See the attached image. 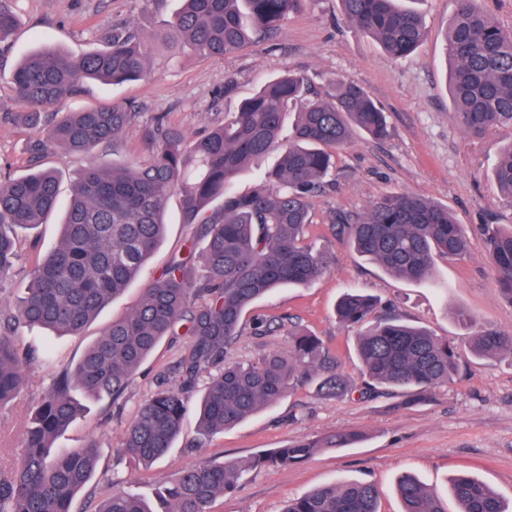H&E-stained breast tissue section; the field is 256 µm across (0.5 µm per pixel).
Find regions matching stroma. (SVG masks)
Returning <instances> with one entry per match:
<instances>
[{"label":"stroma","instance_id":"obj_1","mask_svg":"<svg viewBox=\"0 0 512 512\" xmlns=\"http://www.w3.org/2000/svg\"><path fill=\"white\" fill-rule=\"evenodd\" d=\"M179 6V0H18L20 26L0 51V72H9L31 50L48 45L77 56L97 45L112 26L134 23L141 40L153 48L151 74L118 88L87 83L66 107L75 111L115 99L134 101L138 116L114 141L93 155L59 157L49 152L33 157L36 131L15 124L18 105L0 83V177H19L35 168L62 169L61 199H68L80 172L90 163L114 160L130 166L147 163V135L156 124L195 138L223 122L266 80L288 71L305 73L317 93L330 78L363 85L387 114L388 133L375 140L358 133L334 154V178L312 201L309 244L328 249V273L305 288H281L253 304L227 356L250 361L284 350L298 327L319 336L338 358L350 385L341 399H322L297 385L278 403L261 409L239 426L196 447L197 415L188 412L169 454L151 467L137 466L116 450L127 424L160 385L178 377L188 349L185 336L166 337L143 364L124 394L113 403L91 405L58 441L76 448L95 437L98 466L89 484L96 497L113 486L154 498L180 468L200 460L246 462L268 448L354 430L359 440L347 448H329L292 467L248 471L239 487L225 493L210 512H282L288 500L318 486L360 480L379 492L380 512H401L398 477L416 474L428 487L447 494L451 477L468 471L512 502V356L488 359L469 348L472 336L493 328L512 333V303L499 292L486 260L483 229L512 225V204L499 193L490 168L512 140V129L474 137L450 112L445 34L454 14V0H424L427 39L409 57L388 56L361 35L342 14L339 0H308L305 10L286 20L270 41L253 42L221 59L195 54L169 56L154 48L156 28ZM408 192L448 207L469 236L462 257L436 254L432 276L409 281L387 273L359 256L346 239L336 237L332 217L363 212L375 198ZM168 227L162 244L136 281L78 336H58L39 327H21L15 345L33 351L37 361L27 370L20 395L0 405V468L18 455L24 441L30 406L51 388L62 368L76 362L87 345L112 322L130 312L145 285L169 259L184 249L194 225L184 223L177 199L165 207ZM56 222L18 235L19 261L11 280L0 284V302L16 300L28 285L29 273L60 238ZM360 288L378 297L381 314H397L455 344L460 372L453 382L430 391L425 400L372 399L361 394L363 375L354 352V328L338 323L333 311L347 289ZM467 313L460 322L458 313ZM270 323L265 335L253 333L254 320Z\"/></svg>","mask_w":512,"mask_h":512}]
</instances>
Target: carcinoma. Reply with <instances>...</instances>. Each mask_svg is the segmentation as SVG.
Here are the masks:
<instances>
[{
  "mask_svg": "<svg viewBox=\"0 0 512 512\" xmlns=\"http://www.w3.org/2000/svg\"><path fill=\"white\" fill-rule=\"evenodd\" d=\"M345 17L389 56L402 58L425 39L421 14L403 0H339ZM307 0H181L156 33L157 45L172 56L187 52L222 58L254 39L270 40ZM19 24L16 0H0V46ZM451 64V112L470 134L512 128V29L479 0H455L447 34ZM151 50L131 23L104 36L80 57L43 47L10 73L7 83L19 105L16 120L44 130L42 145L90 155L135 120L136 105L114 100L106 106L64 110L86 80L116 87L149 72ZM295 107L288 142L280 136L289 106ZM385 137L383 110L358 84L334 78L323 96L311 92L301 74L265 81L224 123L188 139L161 126L148 134L151 160L129 167L95 163L79 174L61 221L62 232L32 271L14 307L0 309L7 328L39 326L61 335H80L122 294L160 246L165 205L176 196L183 218L198 225L204 241L186 245L143 288L138 306L112 321L66 366L53 388L32 408L18 463L0 471V512H73L74 499L88 486L98 461V444L58 448L56 442L90 405L117 400L142 364L177 325L190 336L179 364V384L162 387L138 409L117 453L149 465L166 457L187 412L183 394L200 373L224 364L202 392L196 409L199 444L272 406L297 382L320 397L349 392L341 365L320 339L292 334L288 351L269 352L241 364L225 357L239 334L247 307L273 290L307 286L326 274L332 256L305 241L312 198L325 187L333 152L355 131ZM272 152L278 166L262 174L248 193L232 190L241 173L257 168ZM491 176L512 201V142ZM61 173L40 169L0 180V283L17 260L21 230L46 223L59 201ZM360 256L407 280L430 276L434 254L461 257L469 239L448 208L410 193H387L353 217L332 219ZM486 252L502 295L512 302V226L485 229ZM377 302L357 289L337 301L338 320L358 328L356 353L369 394L424 396L458 374L456 349L400 316L374 318ZM478 356L512 355V335L485 329L474 336ZM30 353L19 351L10 333L0 332V404L26 386ZM359 439L336 433L285 448L263 450L248 462L203 461L181 468L159 489L161 508L144 497L114 490L93 512H209L212 502L235 490L246 471L288 468L328 448ZM401 512H448V501L405 471L397 482ZM458 512H512L485 482L469 472L450 478ZM377 488L364 481L332 482L288 501L283 512H379Z\"/></svg>",
  "mask_w": 512,
  "mask_h": 512,
  "instance_id": "cac0c4a2",
  "label": "carcinoma"
}]
</instances>
